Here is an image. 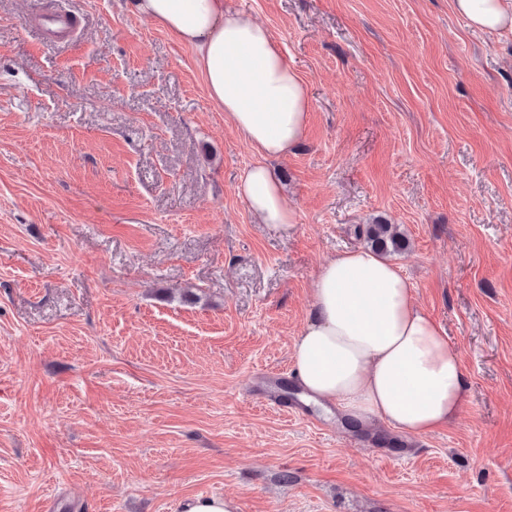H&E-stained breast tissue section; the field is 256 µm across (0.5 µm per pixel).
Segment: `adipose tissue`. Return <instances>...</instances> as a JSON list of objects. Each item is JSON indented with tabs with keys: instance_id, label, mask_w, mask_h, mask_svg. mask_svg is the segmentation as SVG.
<instances>
[{
	"instance_id": "ef3b65f1",
	"label": "adipose tissue",
	"mask_w": 512,
	"mask_h": 512,
	"mask_svg": "<svg viewBox=\"0 0 512 512\" xmlns=\"http://www.w3.org/2000/svg\"><path fill=\"white\" fill-rule=\"evenodd\" d=\"M196 54L208 96L263 157L247 168L237 195L261 222L294 223L283 188L266 165L305 136L310 98L269 31L224 0H134ZM469 27L512 38V0H453ZM311 317L293 343L304 392L335 403L359 423L377 419L417 436L460 412L467 382L443 327L418 308L410 285L384 257L362 249L323 264L311 282Z\"/></svg>"
}]
</instances>
